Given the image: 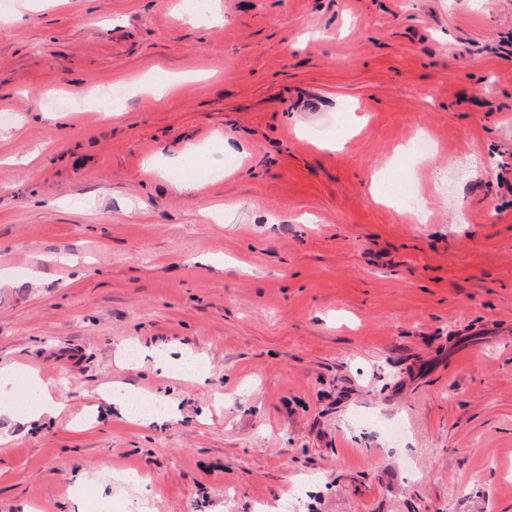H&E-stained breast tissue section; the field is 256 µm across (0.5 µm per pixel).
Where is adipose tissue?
<instances>
[{
  "label": "adipose tissue",
  "mask_w": 512,
  "mask_h": 512,
  "mask_svg": "<svg viewBox=\"0 0 512 512\" xmlns=\"http://www.w3.org/2000/svg\"><path fill=\"white\" fill-rule=\"evenodd\" d=\"M55 407L48 382L31 375L22 383L16 369L0 367V416L31 422L52 414Z\"/></svg>",
  "instance_id": "adipose-tissue-1"
}]
</instances>
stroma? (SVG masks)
Masks as SVG:
<instances>
[{
	"label": "stroma",
	"instance_id": "obj_1",
	"mask_svg": "<svg viewBox=\"0 0 512 512\" xmlns=\"http://www.w3.org/2000/svg\"><path fill=\"white\" fill-rule=\"evenodd\" d=\"M187 3L0 15V512H512V0ZM49 383L35 375L27 382H18V370L0 367V416L20 421H36L51 415L56 407Z\"/></svg>",
	"mask_w": 512,
	"mask_h": 512
}]
</instances>
